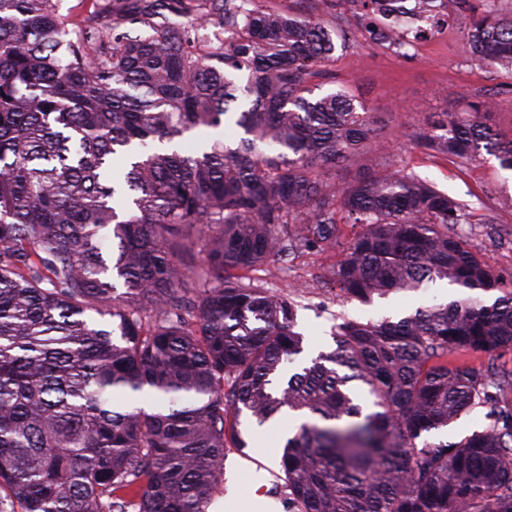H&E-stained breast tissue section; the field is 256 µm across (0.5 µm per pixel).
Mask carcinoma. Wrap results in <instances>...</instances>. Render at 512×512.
Segmentation results:
<instances>
[{"mask_svg":"<svg viewBox=\"0 0 512 512\" xmlns=\"http://www.w3.org/2000/svg\"><path fill=\"white\" fill-rule=\"evenodd\" d=\"M123 2L70 31L59 0H0V512H206L224 450L248 447L240 417L285 408L307 416L280 462L297 512H512L501 382L448 361L512 348V290L483 300L502 283L453 231L469 204L402 169L336 186L382 144L348 93L315 94L336 29L268 0ZM482 2L472 54L512 66V13ZM225 122L237 142L180 151ZM415 142L512 172L476 112ZM340 213L362 232L336 295L456 296L340 318L275 389L304 351L296 304L243 273L336 242ZM478 407L486 427L433 440ZM371 158H373V155L366 153L351 159L343 170L337 172L336 184L338 186L345 185L366 173V168L370 166Z\"/></svg>","mask_w":512,"mask_h":512,"instance_id":"cac0c4a2","label":"carcinoma"}]
</instances>
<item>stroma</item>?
<instances>
[{
  "label": "stroma",
  "instance_id": "1",
  "mask_svg": "<svg viewBox=\"0 0 512 512\" xmlns=\"http://www.w3.org/2000/svg\"><path fill=\"white\" fill-rule=\"evenodd\" d=\"M467 10L448 9V27L440 36L423 40L418 51L402 57L390 48L365 40L366 20L353 6L338 8L336 0H287L294 13L323 21H335L343 33L336 38V49L329 69L337 87L354 95L358 104L375 112L385 145L378 158L363 154L351 159L336 175L337 185H345L363 175L371 162L380 167L404 168L429 179L451 197L467 201L473 208L471 223L459 225L477 245L504 285H512V172L500 168L498 160L481 154L475 160L458 162L448 156L421 150L416 146V130L437 112H476L502 139H512V73L500 66H487L471 60L466 32L472 8L480 0H469ZM498 99L492 111L482 104ZM339 243L295 252L287 271L263 266L252 271L256 284L276 295L296 296L298 310L295 329L304 337V351L295 361L304 366L319 352L334 346L331 328L337 317L357 320L398 318L417 308L447 302L453 294L446 282L439 281L415 292L390 295L373 304L343 302L320 281L343 256L344 243L357 232L355 226L341 227ZM249 431L244 451L228 449L224 458V481L214 493L207 512H219L224 500L242 491H256L260 500L278 504L280 512H291L288 489L282 479L280 460L283 446L296 423L288 412H281L264 426L242 418Z\"/></svg>",
  "mask_w": 512,
  "mask_h": 512
}]
</instances>
